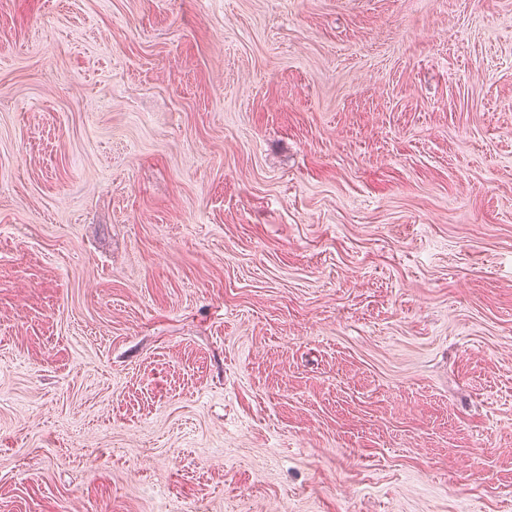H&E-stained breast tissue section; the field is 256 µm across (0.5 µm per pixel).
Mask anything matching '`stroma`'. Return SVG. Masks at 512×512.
<instances>
[{
  "label": "stroma",
  "instance_id": "obj_1",
  "mask_svg": "<svg viewBox=\"0 0 512 512\" xmlns=\"http://www.w3.org/2000/svg\"><path fill=\"white\" fill-rule=\"evenodd\" d=\"M0 512H512V0H0Z\"/></svg>",
  "mask_w": 512,
  "mask_h": 512
}]
</instances>
